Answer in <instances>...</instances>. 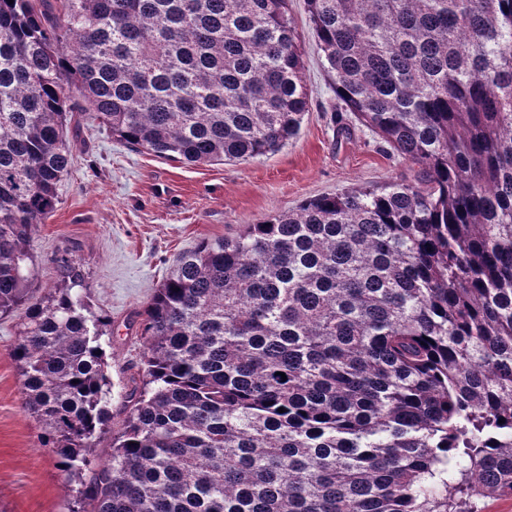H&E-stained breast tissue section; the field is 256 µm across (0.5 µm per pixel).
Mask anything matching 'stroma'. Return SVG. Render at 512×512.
Instances as JSON below:
<instances>
[{
	"label": "stroma",
	"instance_id": "stroma-1",
	"mask_svg": "<svg viewBox=\"0 0 512 512\" xmlns=\"http://www.w3.org/2000/svg\"><path fill=\"white\" fill-rule=\"evenodd\" d=\"M288 15L301 41L309 100L293 141L246 161L192 165L81 127L56 208L32 238L36 292L58 283L62 259H73L91 286L95 311L111 322V334L101 339L111 429L121 426L124 394L137 376L139 315L181 253L311 197L416 175L350 113L335 112L305 0H288ZM18 330L17 317H0V512H74L79 486L64 483L55 455L41 445V422L22 407L10 357Z\"/></svg>",
	"mask_w": 512,
	"mask_h": 512
}]
</instances>
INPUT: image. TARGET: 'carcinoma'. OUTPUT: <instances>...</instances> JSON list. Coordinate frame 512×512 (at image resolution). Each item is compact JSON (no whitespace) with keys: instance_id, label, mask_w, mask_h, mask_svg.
Segmentation results:
<instances>
[{"instance_id":"1","label":"carcinoma","mask_w":512,"mask_h":512,"mask_svg":"<svg viewBox=\"0 0 512 512\" xmlns=\"http://www.w3.org/2000/svg\"><path fill=\"white\" fill-rule=\"evenodd\" d=\"M287 2L0 0V314L20 313L23 408L64 482L91 473L88 512H479L512 496V0H306L340 110L417 176L181 254L140 313L119 430L110 321L75 262L32 295L69 125L189 164L297 136Z\"/></svg>"}]
</instances>
